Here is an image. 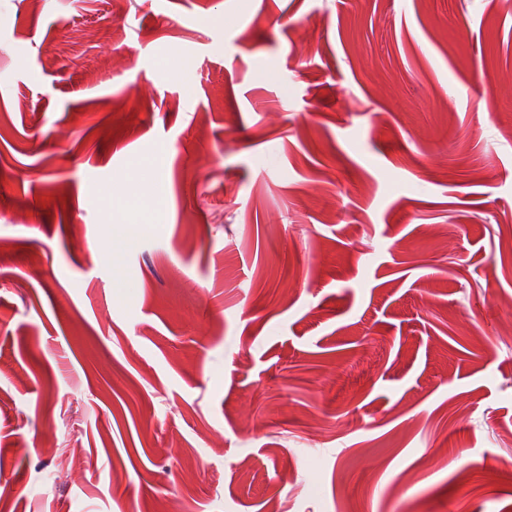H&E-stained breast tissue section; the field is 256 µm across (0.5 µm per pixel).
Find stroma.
I'll use <instances>...</instances> for the list:
<instances>
[{
    "mask_svg": "<svg viewBox=\"0 0 512 512\" xmlns=\"http://www.w3.org/2000/svg\"><path fill=\"white\" fill-rule=\"evenodd\" d=\"M506 299L505 0H0V512H512ZM148 180L154 192L142 196L128 190L124 183L115 184L111 189L112 223L127 224V216L134 212L149 216L159 209L164 194V184L161 175L152 159V149L146 148L143 153L132 161L128 170V179Z\"/></svg>",
    "mask_w": 512,
    "mask_h": 512,
    "instance_id": "1",
    "label": "stroma"
}]
</instances>
